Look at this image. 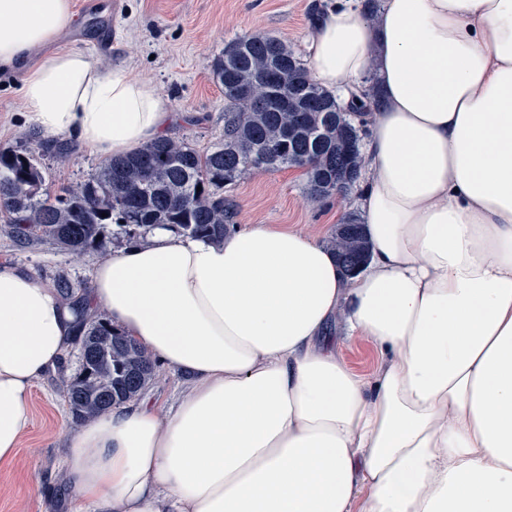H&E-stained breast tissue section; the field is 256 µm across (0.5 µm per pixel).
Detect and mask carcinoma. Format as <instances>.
Wrapping results in <instances>:
<instances>
[{
	"mask_svg": "<svg viewBox=\"0 0 512 512\" xmlns=\"http://www.w3.org/2000/svg\"><path fill=\"white\" fill-rule=\"evenodd\" d=\"M213 74L224 88V137L204 150L168 138L151 141L52 198L36 151L0 149V218L13 237L23 243L47 238L64 251L104 254L109 224L130 235L171 225L221 242L238 214L224 187L248 171L304 167L307 192L316 202L354 188L361 174L362 129L336 115L332 95L287 43L269 34L237 38L215 59ZM267 77L266 87L242 92ZM283 98L286 111L279 107ZM330 245L342 269L356 272L370 253L362 217L348 213ZM59 288L74 298L85 324L82 368L67 398L73 418L86 420L134 398L151 380L153 367L134 340L101 319H88L69 283Z\"/></svg>",
	"mask_w": 512,
	"mask_h": 512,
	"instance_id": "carcinoma-1",
	"label": "carcinoma"
}]
</instances>
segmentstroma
<instances>
[{"instance_id":"1","label":"stroma","mask_w":512,"mask_h":512,"mask_svg":"<svg viewBox=\"0 0 512 512\" xmlns=\"http://www.w3.org/2000/svg\"><path fill=\"white\" fill-rule=\"evenodd\" d=\"M119 12H77L75 24L57 42L44 46L35 61L57 47L87 51L107 73H128L150 80L179 113L169 136L205 148L224 135V94L212 70L225 44L245 34L270 33L288 42L298 57H306L311 15L335 8L337 0H119ZM116 31L110 55L99 52L102 28ZM21 75L0 71V148L30 143L67 144V160L43 156L46 185L51 194L80 183L102 164L98 155L70 144L68 137L34 132L25 122L20 97ZM238 204L240 224H310L332 237L337 212L355 211L354 195L312 201L307 179L299 169L260 171L245 175L229 190ZM99 253L75 254L51 242L17 243L0 222V265L27 269L34 276L58 283L68 279L82 295L93 286L91 268ZM80 369V350L72 348L61 367L38 381L30 395L32 422L21 439L14 464L0 468V512H63L72 496L59 461L66 433L76 424L69 411L67 389Z\"/></svg>"}]
</instances>
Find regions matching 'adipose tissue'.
I'll list each match as a JSON object with an SVG mask.
<instances>
[{"label":"adipose tissue","instance_id":"ef3b65f1","mask_svg":"<svg viewBox=\"0 0 512 512\" xmlns=\"http://www.w3.org/2000/svg\"><path fill=\"white\" fill-rule=\"evenodd\" d=\"M73 21L71 0H0L27 123L106 159L166 137L149 80L69 47L30 63ZM307 67L341 105L378 102L367 263L345 276L307 224L157 227L95 262L88 304L182 388L69 431L73 512H512V0H351ZM338 322L371 376L328 339ZM79 331L58 288L0 265V465ZM339 351L347 363L360 374H370L377 364L375 351L365 342H344L342 340Z\"/></svg>","mask_w":512,"mask_h":512}]
</instances>
